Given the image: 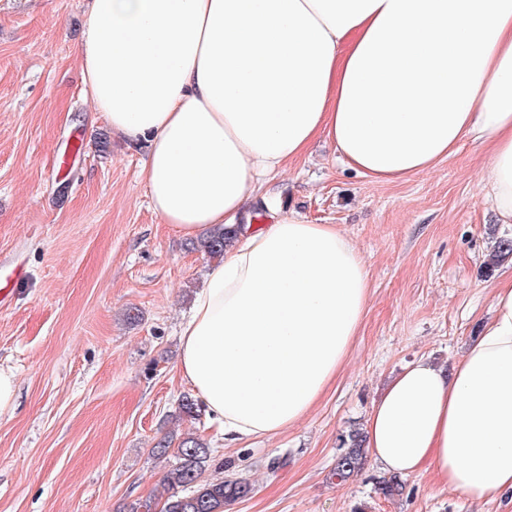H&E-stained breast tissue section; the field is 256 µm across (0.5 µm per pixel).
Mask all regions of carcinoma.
Instances as JSON below:
<instances>
[{
  "label": "carcinoma",
  "mask_w": 512,
  "mask_h": 512,
  "mask_svg": "<svg viewBox=\"0 0 512 512\" xmlns=\"http://www.w3.org/2000/svg\"><path fill=\"white\" fill-rule=\"evenodd\" d=\"M237 232L236 228H216L200 243V248L209 257L220 258ZM201 412L197 399L185 393L179 398L172 418L193 422L200 418ZM366 458L364 433L359 429L349 431L341 439L333 476L339 480L352 477L364 467ZM211 459V448L197 434L185 433L179 438L175 461L163 473L165 497L160 512H224L228 503L252 492V485L244 479H202Z\"/></svg>",
  "instance_id": "cac0c4a2"
}]
</instances>
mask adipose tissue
I'll return each instance as SVG.
<instances>
[{"mask_svg": "<svg viewBox=\"0 0 512 512\" xmlns=\"http://www.w3.org/2000/svg\"><path fill=\"white\" fill-rule=\"evenodd\" d=\"M95 111L146 144L150 203L179 235L234 225L263 178L324 138L399 180L484 146L512 223V0H93L79 47ZM360 252L298 213L245 226L181 327L179 370L228 445L282 433L342 365L369 298ZM390 474L472 501L512 494V281L468 353L422 356L366 422Z\"/></svg>", "mask_w": 512, "mask_h": 512, "instance_id": "obj_1", "label": "adipose tissue"}]
</instances>
